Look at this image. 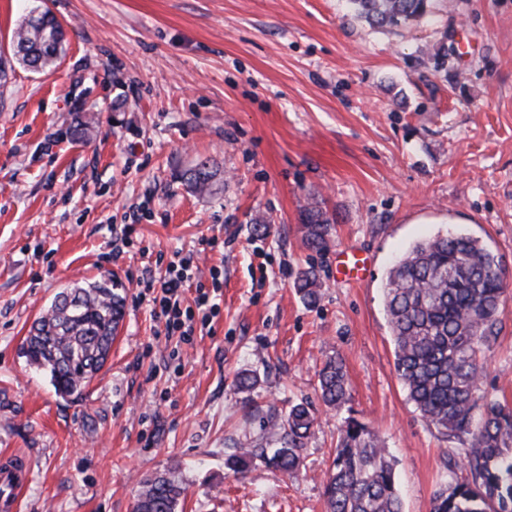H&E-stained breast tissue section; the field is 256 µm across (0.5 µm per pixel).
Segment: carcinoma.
Returning <instances> with one entry per match:
<instances>
[{"label":"carcinoma","mask_w":512,"mask_h":512,"mask_svg":"<svg viewBox=\"0 0 512 512\" xmlns=\"http://www.w3.org/2000/svg\"><path fill=\"white\" fill-rule=\"evenodd\" d=\"M371 27H394L426 16L432 0H345ZM42 30L21 24L12 43L25 66L38 71L64 52L66 31L43 12ZM180 179L195 193H211L219 169L205 161ZM305 245L322 253L334 219L317 208L303 211ZM318 273L300 272L295 288L303 300H318ZM506 293L500 259L469 234L437 235L415 244L389 270L385 307L395 349V370L425 423L454 447L446 449L447 480L430 512H512V407L498 399L478 401L485 351L498 333ZM124 288L113 276L58 291L32 323L22 350L30 366L45 371L57 394L77 398L104 368L124 317ZM319 395L340 409L350 397L344 364L331 358L318 373ZM316 422L310 406L292 405L269 421L274 448H237L225 460L246 475L259 459L293 476ZM326 512H403L394 462L381 437L348 417L329 467L323 473ZM186 489L167 474L140 481L133 512H177Z\"/></svg>","instance_id":"carcinoma-1"}]
</instances>
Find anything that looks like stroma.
<instances>
[{
    "label": "stroma",
    "instance_id": "1",
    "mask_svg": "<svg viewBox=\"0 0 512 512\" xmlns=\"http://www.w3.org/2000/svg\"><path fill=\"white\" fill-rule=\"evenodd\" d=\"M46 10L67 43L35 73L11 36ZM0 55V454L28 463L19 512H133L139 480L171 469L178 512H326L350 416L395 457L404 512H430L446 444L397 376L383 288L416 242L480 238L509 289L479 393L512 405V0H434L394 28L344 0H0ZM82 110L96 123L74 139ZM206 160L221 188L197 195L179 175ZM313 204L334 218L320 254L300 221ZM212 236L220 248L201 251ZM342 249L369 256L363 280L337 274ZM177 250L198 252L204 284L220 273L218 310L187 341L140 296ZM311 265L312 306L294 287ZM102 275L125 288V318L104 369L65 399L22 344L59 288ZM331 357L350 389L338 412L318 399ZM302 400L317 425L298 475L234 477L227 456Z\"/></svg>",
    "mask_w": 512,
    "mask_h": 512
}]
</instances>
